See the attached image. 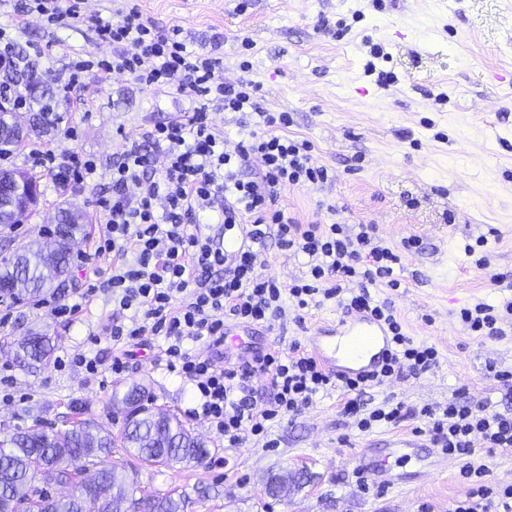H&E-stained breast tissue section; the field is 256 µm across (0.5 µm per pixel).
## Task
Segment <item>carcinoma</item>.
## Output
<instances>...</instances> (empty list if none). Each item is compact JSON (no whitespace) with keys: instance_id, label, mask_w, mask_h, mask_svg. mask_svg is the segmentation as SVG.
<instances>
[{"instance_id":"1","label":"carcinoma","mask_w":512,"mask_h":512,"mask_svg":"<svg viewBox=\"0 0 512 512\" xmlns=\"http://www.w3.org/2000/svg\"><path fill=\"white\" fill-rule=\"evenodd\" d=\"M34 97L38 111L33 113L34 135H48L59 129L64 116L55 112V94L45 83H24ZM13 174L23 176L31 194L24 207L35 203L37 180L18 168L0 169V179ZM55 225L51 251L37 246L16 250L0 258V295L16 301L41 296L59 286L71 264L73 247L86 237V216L71 207H61ZM52 346L46 336L26 337L19 343L15 360L21 366L44 365L50 361ZM146 388L133 383L113 390V405L123 407L125 426L120 440L125 453L150 466L172 463H200L210 450L175 416L154 413L143 405ZM112 433L91 421H76L64 431L47 432L38 427L20 430L0 440V512H114L116 501L130 499L132 512H184L185 498L134 494L135 480L124 469L102 464L112 456L116 442ZM71 481L77 492L56 498L47 484Z\"/></svg>"}]
</instances>
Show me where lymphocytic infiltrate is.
Instances as JSON below:
<instances>
[{
    "mask_svg": "<svg viewBox=\"0 0 512 512\" xmlns=\"http://www.w3.org/2000/svg\"><path fill=\"white\" fill-rule=\"evenodd\" d=\"M98 34L112 45V56L97 63L76 62L65 94L101 87L118 75L154 89H175L190 103L187 111L154 125L145 135L122 138V150L109 170L112 195L100 199L98 253L114 257L112 273L101 288L112 295V321L106 336L118 354L79 356L88 380L108 373L121 376L129 350L160 336L157 356L171 372L194 387L196 413L236 446L267 437L271 422L309 408L319 393L339 387L348 393L345 414L360 431L407 419L423 423L422 431L449 456L463 459L460 470L471 489L455 512H512V485L494 490L484 482L485 465L470 458L476 445L512 447V417L451 400L415 409L386 400L362 412L359 394L376 385L430 370L438 362L435 347L417 345L402 331L392 298L374 299L370 288H400L394 276L399 251L387 246L376 225L303 224L281 204L288 187L327 183L307 140L288 138L287 113L263 111L259 86L246 78L226 80L218 58L189 48L179 29L166 32L145 20L137 0H124L116 20H99ZM257 113L260 128L228 146L211 119L215 112ZM34 165L54 172L57 181L78 184L99 178L96 163L57 157L35 145ZM163 164H156V157ZM220 211L224 233L235 237L239 225L250 234L246 245L227 249L194 224L198 213ZM282 249L303 255V277L282 284L261 271L268 238ZM338 300L347 312L360 311L383 321L391 349L372 372L336 378L305 348L255 353L251 359L216 369L210 356L189 353L186 341L224 345V325H273L296 311ZM512 301L503 310L484 303L462 309L460 320L475 336L500 337ZM265 377L271 393L260 400L252 381Z\"/></svg>",
    "mask_w": 512,
    "mask_h": 512,
    "instance_id": "1",
    "label": "lymphocytic infiltrate"
}]
</instances>
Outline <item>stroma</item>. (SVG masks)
<instances>
[{"label":"stroma","mask_w":512,"mask_h":512,"mask_svg":"<svg viewBox=\"0 0 512 512\" xmlns=\"http://www.w3.org/2000/svg\"><path fill=\"white\" fill-rule=\"evenodd\" d=\"M140 0L148 20L163 30L182 29L194 49L220 57L224 76L247 77L262 88L267 112H286L289 137L309 140L316 160L334 173L331 182L288 188L281 199L300 223H373L394 248L418 237L419 252L403 254L395 274V296L407 336L435 346L438 364L362 396L368 407L387 399L420 408L455 399L512 413V391L488 376L495 365L512 371V323L498 339L471 335L458 318L461 308L478 302L500 305L512 287L496 284L493 274H512V0ZM116 0H83V23L49 26L38 18L0 15L20 48L38 44L46 52L38 71L52 87L67 82L70 58L111 56V44L98 38L96 18L115 19ZM249 38L242 51L240 38ZM62 42L65 52L53 43ZM382 57H373V49ZM249 60L248 72L239 64ZM375 73H368V65ZM172 91L143 88L126 76L115 77L88 103L61 100L67 125L42 142L56 153L96 159L110 167L121 134L145 132L169 113L187 109ZM28 147L0 160L34 176L42 191L35 213L21 223L0 225V254L47 238L61 203L88 216L80 253L91 266L73 265L57 298L73 300L108 274L111 255H95L100 228L96 201L109 191L106 181L61 188L50 174L32 166ZM485 239L486 269H477L466 246ZM11 321L0 330V374L11 375L25 400L0 401V438L35 425L64 430L74 421L92 420L120 436L123 416L112 406L114 388L145 385L151 405L175 415L205 441L209 457L199 465L149 467L136 464L138 494H182L185 512H454L469 493L460 463L414 436L413 422L360 431L345 417L343 390L319 394L294 419L272 423L269 445L251 441L230 448L207 421L191 416L192 386L153 359L161 338L136 350L121 377L105 384L88 382L82 370L59 369L54 362L18 365L14 345L23 337H49L56 357L108 351L93 345L112 313L102 294L73 318H57L32 302L4 306ZM334 302L310 308L304 323L287 321L255 326L256 350H288L305 344L314 326L344 317ZM415 439V447L389 453L391 443ZM389 457L396 484L362 489L358 456ZM303 471L305 483L288 498L264 493L267 477Z\"/></svg>","instance_id":"obj_1"}]
</instances>
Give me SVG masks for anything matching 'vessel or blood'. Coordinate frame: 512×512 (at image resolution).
I'll list each match as a JSON object with an SVG mask.
<instances>
[{"label": "vessel or blood", "mask_w": 512, "mask_h": 512, "mask_svg": "<svg viewBox=\"0 0 512 512\" xmlns=\"http://www.w3.org/2000/svg\"><path fill=\"white\" fill-rule=\"evenodd\" d=\"M310 348L334 373L366 374L381 363L391 339L383 322L358 313L317 330L310 338Z\"/></svg>", "instance_id": "b4317fda"}]
</instances>
